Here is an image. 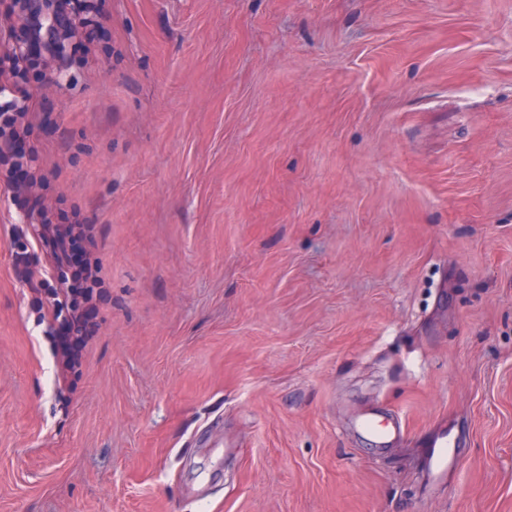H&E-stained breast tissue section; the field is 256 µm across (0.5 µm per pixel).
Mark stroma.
Instances as JSON below:
<instances>
[{"label":"stroma","mask_w":512,"mask_h":512,"mask_svg":"<svg viewBox=\"0 0 512 512\" xmlns=\"http://www.w3.org/2000/svg\"><path fill=\"white\" fill-rule=\"evenodd\" d=\"M94 5L25 79L109 298L62 371L0 181V512H512V0ZM364 429L369 432L380 448H389L398 443L404 436L405 430L399 423L392 426L379 427L372 417L366 416L362 421ZM456 440L446 431L438 433L430 443L425 472L429 484L439 483L448 473V468L456 464Z\"/></svg>","instance_id":"35a3bbf8"}]
</instances>
